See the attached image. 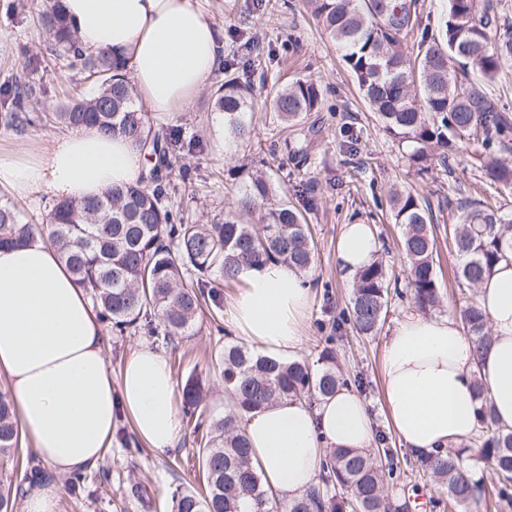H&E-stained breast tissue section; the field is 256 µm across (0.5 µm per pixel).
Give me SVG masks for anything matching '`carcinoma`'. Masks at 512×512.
<instances>
[{"mask_svg": "<svg viewBox=\"0 0 512 512\" xmlns=\"http://www.w3.org/2000/svg\"><path fill=\"white\" fill-rule=\"evenodd\" d=\"M330 40L342 51L364 101L383 129L407 148L409 165L425 172L434 159L447 160L465 142L489 148L512 129L507 108L485 84L495 81L512 59V21L494 11L490 0H448L437 30L420 28L417 0H306ZM38 17L50 39L65 55L81 61L96 86L90 96L76 95L57 112H36L30 100L36 88L17 84L3 95L0 122L24 131L36 125L94 128L106 136L122 135L144 150L148 167L136 184L114 186L101 197L63 199L53 204L44 224L23 220L17 205L0 196V247L40 237L59 253L82 287L101 321L119 336H148L163 348L192 334L203 302L214 300L226 284L240 283L244 267L277 261L307 273L314 244L307 215L317 207L315 190L293 189L301 206L288 202V190L273 173L241 164L227 176L241 184L224 218L213 224H177L171 173L179 133L159 132L149 113L136 104L135 88L124 59L87 54L77 44L62 0H41ZM418 38V53L403 41ZM213 108L224 113V137L247 141L253 136L248 114L256 111L253 83L224 69V81L212 93ZM324 103L321 86L298 80L276 90L271 110L277 119L298 123ZM488 180L512 189V166L494 152L484 156ZM390 214L402 229L407 288L413 307L424 315L440 306L436 239L429 206L407 190L388 193ZM453 245L461 259L459 284L475 288L495 267L512 261V212L486 202L458 203ZM399 294L386 265L378 258L360 270L352 283L345 321L359 334L375 333L393 295ZM464 329L477 349L490 342L486 315L476 304L461 311ZM319 369L305 361L281 364L228 341L215 362L231 407L215 417L204 404L205 383L188 376L182 405L193 424L194 443L204 492L184 489L172 497V512H406L391 497L386 477L394 474L392 449L379 439L387 469L366 451L334 448L322 462L319 482L309 493L277 510L251 458L242 427L244 415L283 400L319 401L347 384L329 356ZM478 457L497 476L486 484L475 479L463 454L439 450L416 455L415 467L429 473L448 494L453 508H498L512 499V430L497 423L483 400L476 434ZM21 444L13 401L0 391V460L15 455ZM89 478L75 473L66 482L68 495L79 497ZM346 494L337 500L336 490ZM18 490L0 484V512H15Z\"/></svg>", "mask_w": 512, "mask_h": 512, "instance_id": "carcinoma-1", "label": "carcinoma"}]
</instances>
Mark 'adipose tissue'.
<instances>
[{"label": "adipose tissue", "mask_w": 512, "mask_h": 512, "mask_svg": "<svg viewBox=\"0 0 512 512\" xmlns=\"http://www.w3.org/2000/svg\"><path fill=\"white\" fill-rule=\"evenodd\" d=\"M63 7L85 51L125 57L148 111L186 107L220 66L221 32L196 0H63ZM144 166L125 138L74 129L49 137L35 155L0 154V188L19 198H96L139 181ZM377 250L369 225H344L340 276L353 279ZM239 277L244 288L230 307L233 325L256 352L290 362L312 300L307 279L279 262L242 269ZM477 301L491 330L483 351H475L453 312L408 315L383 343L384 412L407 449L430 453L467 441L485 400L500 426L512 429V264L496 266ZM0 374L9 380L22 435L55 473L98 467L123 414L150 448H172L180 434L167 357L141 347L112 373L85 291L39 239L0 249ZM243 427L255 467L284 503L314 486L327 449H367L375 437L364 399L346 387L314 408L288 400L248 414Z\"/></svg>", "instance_id": "adipose-tissue-1"}]
</instances>
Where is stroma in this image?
Wrapping results in <instances>:
<instances>
[{"mask_svg": "<svg viewBox=\"0 0 512 512\" xmlns=\"http://www.w3.org/2000/svg\"><path fill=\"white\" fill-rule=\"evenodd\" d=\"M200 7L224 33L223 59L253 70L256 98L270 103L275 88L297 79L316 81L323 89L325 107L306 116L302 126L280 128L271 134L272 114L252 115V141L225 139L218 113L209 105V90H202L185 110L171 113L165 124L179 127L185 144L178 163L188 165L190 180L173 174L175 207L185 222L209 224L222 218L231 206L237 185L225 169L261 156L271 166L279 184L314 186L317 208L309 216L314 236L315 262L308 277L313 299L303 317V345L299 358L317 361L325 348H332L345 378L363 379L359 394L365 400L378 433L401 460L403 477L391 480L395 497L425 495L428 512H440L436 502L443 492L429 475L411 470L404 444L387 424L380 382L383 342L394 325L411 314L407 298H393L387 315L371 336L350 327L335 330L349 301L351 284L336 271V244L343 225L369 224L374 229L384 261L396 280L406 277L400 249L402 230L394 224L386 196L391 185L409 189L425 200L434 218L438 251L439 282L443 292L441 312L458 311L476 299L475 291H460L456 282L459 264L451 230L457 217L456 204L463 200L487 201L512 211V192L490 183L483 175L484 150L480 144L461 146L447 163H433L428 172L416 174L402 149L380 127L363 102L341 53L328 39L304 0H198ZM36 0H0V89L15 82H31L37 88L35 108L54 111L68 96L83 92L81 67L49 50L50 40L38 21ZM356 133L355 151H348V133ZM235 287L223 290L219 308L204 313L194 335L176 339L166 354L176 382L200 375L208 393L206 405L216 414L227 404L224 384L213 371L212 358L220 335H232L229 310L238 295ZM108 481L98 484L91 498L73 503L60 493L57 512H170L175 491L199 487L202 477L194 458L190 425H183L174 448L158 451L141 447L127 455L120 442H113L102 466ZM141 484L146 502L126 499L128 485Z\"/></svg>", "mask_w": 512, "mask_h": 512, "instance_id": "1", "label": "stroma"}]
</instances>
